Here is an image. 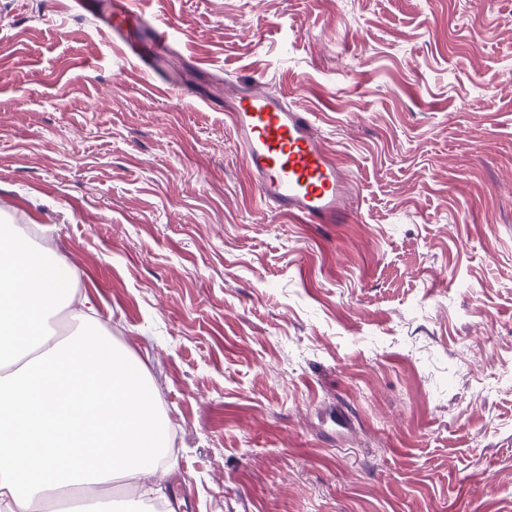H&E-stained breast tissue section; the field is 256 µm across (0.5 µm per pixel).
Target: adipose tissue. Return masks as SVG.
Segmentation results:
<instances>
[{
  "mask_svg": "<svg viewBox=\"0 0 512 512\" xmlns=\"http://www.w3.org/2000/svg\"><path fill=\"white\" fill-rule=\"evenodd\" d=\"M49 250L0 226V512H50L119 479L165 478L167 417L139 362L62 285ZM68 309L73 330L51 318Z\"/></svg>",
  "mask_w": 512,
  "mask_h": 512,
  "instance_id": "ef3b65f1",
  "label": "adipose tissue"
}]
</instances>
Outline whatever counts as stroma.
Segmentation results:
<instances>
[{
    "label": "stroma",
    "instance_id": "35a3bbf8",
    "mask_svg": "<svg viewBox=\"0 0 512 512\" xmlns=\"http://www.w3.org/2000/svg\"><path fill=\"white\" fill-rule=\"evenodd\" d=\"M184 77L315 113L346 224L255 201L223 113L69 0H0V221L172 438L173 512H512V0H146Z\"/></svg>",
    "mask_w": 512,
    "mask_h": 512
}]
</instances>
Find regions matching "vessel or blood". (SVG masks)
Listing matches in <instances>:
<instances>
[{"instance_id": "obj_1", "label": "vessel or blood", "mask_w": 512, "mask_h": 512, "mask_svg": "<svg viewBox=\"0 0 512 512\" xmlns=\"http://www.w3.org/2000/svg\"><path fill=\"white\" fill-rule=\"evenodd\" d=\"M80 14L94 16L146 75H165L174 54V27L148 12L141 0H112L103 13L98 0H74ZM196 99L224 113L235 134L260 204L308 224H345L352 218L355 182L322 143L312 113L275 93L261 78L236 79L224 90Z\"/></svg>"}]
</instances>
